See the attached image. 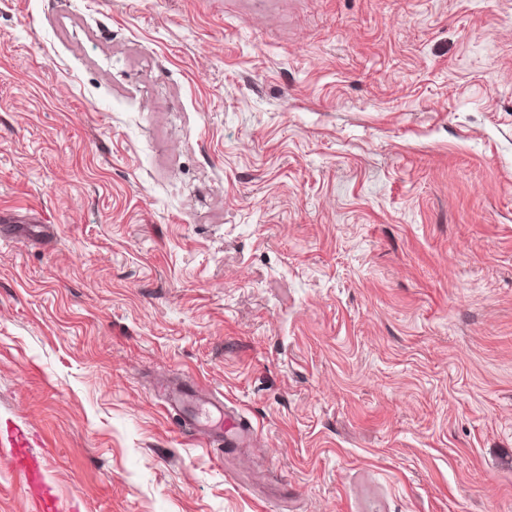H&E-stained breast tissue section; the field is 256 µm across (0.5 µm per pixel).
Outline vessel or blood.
Wrapping results in <instances>:
<instances>
[{
	"mask_svg": "<svg viewBox=\"0 0 512 512\" xmlns=\"http://www.w3.org/2000/svg\"><path fill=\"white\" fill-rule=\"evenodd\" d=\"M167 402L172 406L193 405L192 418L198 430L208 437L217 436L221 444L239 448L251 440L253 426L244 424L238 412L225 409L222 401L178 388L168 392ZM33 443V436L18 425L0 422V464L21 476L37 512H60L44 460L31 451Z\"/></svg>",
	"mask_w": 512,
	"mask_h": 512,
	"instance_id": "vessel-or-blood-1",
	"label": "vessel or blood"
}]
</instances>
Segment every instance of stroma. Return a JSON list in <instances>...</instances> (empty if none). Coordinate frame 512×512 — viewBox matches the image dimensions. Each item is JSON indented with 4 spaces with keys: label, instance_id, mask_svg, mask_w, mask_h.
<instances>
[{
    "label": "stroma",
    "instance_id": "obj_1",
    "mask_svg": "<svg viewBox=\"0 0 512 512\" xmlns=\"http://www.w3.org/2000/svg\"><path fill=\"white\" fill-rule=\"evenodd\" d=\"M0 418L76 512H512V0H0ZM166 396L167 403L170 406L190 404L195 407L192 418L198 430L206 437L217 435L215 439L231 448L247 446L250 442L254 433L253 426L251 424L245 425L238 412L225 410L223 401L197 394L187 388H176L169 391ZM215 413L219 415L222 421L220 430L212 428L207 423Z\"/></svg>",
    "mask_w": 512,
    "mask_h": 512
}]
</instances>
